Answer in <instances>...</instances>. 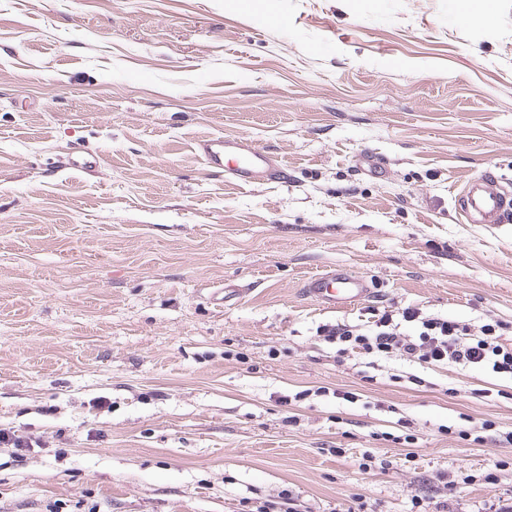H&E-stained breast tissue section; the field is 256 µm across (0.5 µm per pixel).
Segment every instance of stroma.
<instances>
[{"label":"stroma","mask_w":512,"mask_h":512,"mask_svg":"<svg viewBox=\"0 0 512 512\" xmlns=\"http://www.w3.org/2000/svg\"><path fill=\"white\" fill-rule=\"evenodd\" d=\"M275 8L0 0V512H438L451 480L450 512L512 502V376L317 335L415 306L512 345V223L455 209L487 169L512 194V0L482 25L455 0ZM217 135L287 181L207 168ZM331 266L374 298H307ZM196 151L207 167L224 168L226 178L239 185L288 178L280 161L243 137L213 136L199 141Z\"/></svg>","instance_id":"1"}]
</instances>
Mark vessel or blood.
Wrapping results in <instances>:
<instances>
[{
  "instance_id": "obj_1",
  "label": "vessel or blood",
  "mask_w": 512,
  "mask_h": 512,
  "mask_svg": "<svg viewBox=\"0 0 512 512\" xmlns=\"http://www.w3.org/2000/svg\"><path fill=\"white\" fill-rule=\"evenodd\" d=\"M196 150L210 168L223 169L227 179L240 185L286 178L277 159L258 150L243 137L213 136L201 140ZM458 210L473 224L512 222V199L498 189V177L485 171L472 179L456 198ZM303 292L322 306L333 309L367 300L373 294L371 283L344 268H332L305 280Z\"/></svg>"
}]
</instances>
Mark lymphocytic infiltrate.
I'll return each mask as SVG.
<instances>
[{"label":"lymphocytic infiltrate","mask_w":512,"mask_h":512,"mask_svg":"<svg viewBox=\"0 0 512 512\" xmlns=\"http://www.w3.org/2000/svg\"><path fill=\"white\" fill-rule=\"evenodd\" d=\"M501 327V322L494 320L475 333L454 318L407 306L384 311L367 328L326 325L320 335L326 343L335 345L341 357H402L419 364L446 362L512 375V345L500 342Z\"/></svg>","instance_id":"obj_1"}]
</instances>
